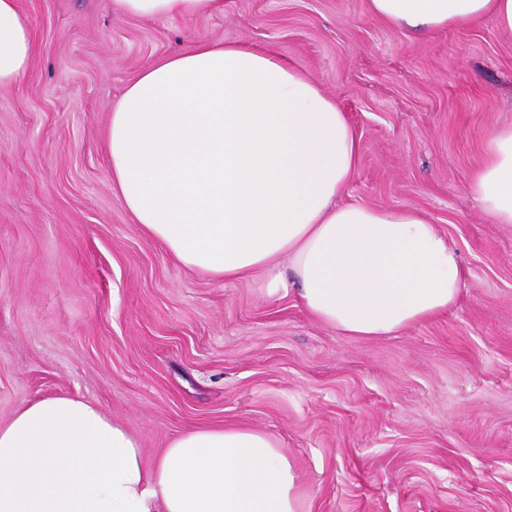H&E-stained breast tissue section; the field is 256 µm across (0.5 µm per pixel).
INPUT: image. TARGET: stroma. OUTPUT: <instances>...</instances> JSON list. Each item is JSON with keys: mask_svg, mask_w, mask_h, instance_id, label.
Returning <instances> with one entry per match:
<instances>
[{"mask_svg": "<svg viewBox=\"0 0 512 512\" xmlns=\"http://www.w3.org/2000/svg\"><path fill=\"white\" fill-rule=\"evenodd\" d=\"M163 20L115 0H19L36 42L0 87V423L97 402L145 464L194 426L271 435L306 512H512V224L469 191L512 125V38L415 35L367 0H223ZM198 40L274 46L358 140L341 204L412 206L459 253L458 305L391 336L342 335L267 278L224 282L145 239L112 189L113 103Z\"/></svg>", "mask_w": 512, "mask_h": 512, "instance_id": "stroma-1", "label": "stroma"}]
</instances>
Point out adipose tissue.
Here are the masks:
<instances>
[{
  "label": "adipose tissue",
  "instance_id": "adipose-tissue-1",
  "mask_svg": "<svg viewBox=\"0 0 512 512\" xmlns=\"http://www.w3.org/2000/svg\"><path fill=\"white\" fill-rule=\"evenodd\" d=\"M128 16L207 15L223 0H117ZM412 31L491 21L512 37V0H369ZM18 0H0V86L29 71ZM104 152L140 234L185 268L292 284L345 336L398 333L462 295L457 252L410 207L340 205L357 140L335 100L271 48L199 41L147 68L112 106ZM470 191L512 224V127L493 131ZM287 259L291 281L275 267ZM0 512H305L287 453L248 426L194 427L145 465L133 434L88 399L51 396L0 424Z\"/></svg>",
  "mask_w": 512,
  "mask_h": 512
}]
</instances>
